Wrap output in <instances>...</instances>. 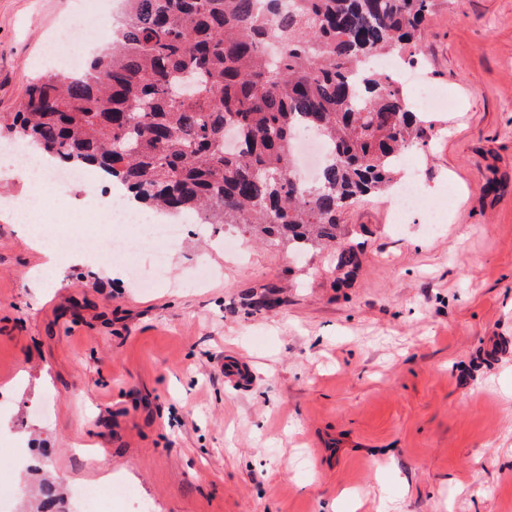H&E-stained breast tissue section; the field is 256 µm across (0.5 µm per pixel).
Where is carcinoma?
Segmentation results:
<instances>
[{"label":"carcinoma","instance_id":"carcinoma-1","mask_svg":"<svg viewBox=\"0 0 512 512\" xmlns=\"http://www.w3.org/2000/svg\"><path fill=\"white\" fill-rule=\"evenodd\" d=\"M436 0H129L117 40L77 77L33 81L0 129L62 166L123 183L142 207L241 224L297 251L336 248L359 267L342 212L388 192L402 151L425 144L378 55L415 62ZM301 130L331 143L317 183L296 185L289 146ZM68 490L42 480L23 512H68Z\"/></svg>","mask_w":512,"mask_h":512}]
</instances>
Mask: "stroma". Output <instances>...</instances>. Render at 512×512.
<instances>
[{
  "label": "stroma",
  "mask_w": 512,
  "mask_h": 512,
  "mask_svg": "<svg viewBox=\"0 0 512 512\" xmlns=\"http://www.w3.org/2000/svg\"><path fill=\"white\" fill-rule=\"evenodd\" d=\"M70 2L0 0V113L48 34L91 57ZM418 51L451 102L417 151L443 220L395 229L390 194L360 199L350 278L334 250L225 224L189 226L149 289L106 262L40 274L0 211V470L19 489L7 450L31 444L63 485L123 481L151 512H512V0H438ZM88 195L43 206L53 236L99 233L55 219Z\"/></svg>",
  "instance_id": "1"
}]
</instances>
